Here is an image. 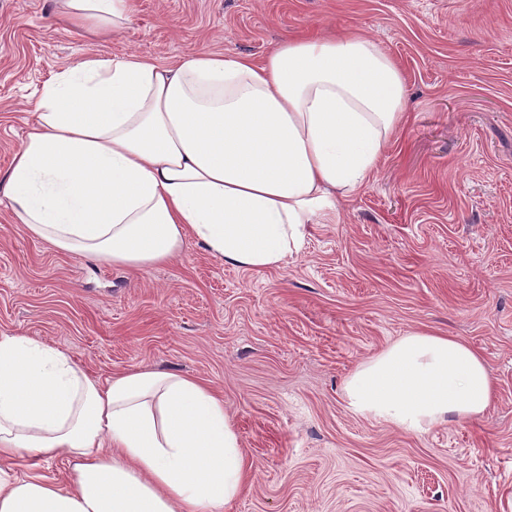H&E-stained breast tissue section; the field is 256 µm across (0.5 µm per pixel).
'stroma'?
Listing matches in <instances>:
<instances>
[{"instance_id": "stroma-1", "label": "stroma", "mask_w": 512, "mask_h": 512, "mask_svg": "<svg viewBox=\"0 0 512 512\" xmlns=\"http://www.w3.org/2000/svg\"><path fill=\"white\" fill-rule=\"evenodd\" d=\"M350 27L398 64L407 121L288 265L243 271L190 239L129 270L56 252L0 205V334L102 381L143 366L209 381L253 465L227 512H512V0H133L97 41L54 0H0V177L66 67L261 58ZM416 330L480 352L481 417L408 434L347 409V376Z\"/></svg>"}]
</instances>
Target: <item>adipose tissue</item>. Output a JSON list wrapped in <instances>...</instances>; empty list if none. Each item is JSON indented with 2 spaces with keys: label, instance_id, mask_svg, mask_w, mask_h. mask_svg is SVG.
<instances>
[{
  "label": "adipose tissue",
  "instance_id": "obj_1",
  "mask_svg": "<svg viewBox=\"0 0 512 512\" xmlns=\"http://www.w3.org/2000/svg\"><path fill=\"white\" fill-rule=\"evenodd\" d=\"M95 35L131 0H56ZM405 79L371 38L284 39L263 58L201 52L172 65L86 59L42 89L0 200L57 252L146 270L194 240L222 263L276 269L376 170L404 121ZM348 408L406 433L489 406L481 354L413 331L344 382ZM70 463L62 487L17 476L23 453ZM204 381L136 368L93 378L59 347L0 335V512H224L250 473Z\"/></svg>",
  "mask_w": 512,
  "mask_h": 512
}]
</instances>
